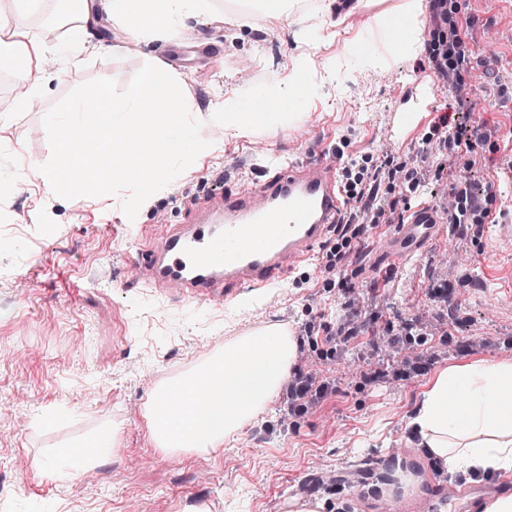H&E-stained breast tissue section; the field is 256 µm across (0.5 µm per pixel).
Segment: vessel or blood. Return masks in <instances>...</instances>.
<instances>
[{
	"label": "vessel or blood",
	"instance_id": "vessel-or-blood-1",
	"mask_svg": "<svg viewBox=\"0 0 512 512\" xmlns=\"http://www.w3.org/2000/svg\"><path fill=\"white\" fill-rule=\"evenodd\" d=\"M338 168V158L320 157L273 170L257 186L244 180L236 191L210 193L191 223L168 227L159 243L138 252L132 265L146 284L198 304L270 286L313 259L343 222L346 205ZM438 230L434 207L413 208L396 226L386 262L393 265L423 251ZM211 399L212 390L204 384L191 396H169L165 411L173 413L186 403L198 410Z\"/></svg>",
	"mask_w": 512,
	"mask_h": 512
}]
</instances>
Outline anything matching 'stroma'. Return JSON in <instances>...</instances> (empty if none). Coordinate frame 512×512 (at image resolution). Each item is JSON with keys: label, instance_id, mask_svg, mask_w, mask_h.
Returning <instances> with one entry per match:
<instances>
[{"label": "stroma", "instance_id": "stroma-1", "mask_svg": "<svg viewBox=\"0 0 512 512\" xmlns=\"http://www.w3.org/2000/svg\"><path fill=\"white\" fill-rule=\"evenodd\" d=\"M457 17H473L468 50L467 92L450 95L439 86L407 140L391 150L394 113L416 108L419 80L435 71L427 47L396 56L390 67L367 71L340 65L324 79L326 59L341 55L345 40L364 33L369 9L347 0L325 7L318 0L303 25L287 26L244 9L215 6L213 14L189 18L177 39L140 46L138 53L88 48L80 63L47 68L42 95L21 109L0 77V114L10 125L0 131V171L30 181L27 193L0 195V512H183L205 503L209 512H294L295 501L318 497L325 512H383V501L400 512H455L449 490L465 484L425 470L407 428L424 385L451 365L480 358L512 360V241L488 224L447 229L422 253L391 269L383 258L398 222L387 212L365 244L328 239L356 272L360 311L372 302L373 281L387 280L378 304L382 318L435 322L441 308L453 318L454 347L425 350L428 373L379 385L362 382L374 359L370 350H349L328 363L336 392L300 418H288L284 400L260 416L239 439L212 454L163 455L144 418L154 387L222 347L233 336L268 323L290 321L314 327L341 314L344 296L324 258H316L272 286L255 290L248 309L227 297L208 304L177 302L136 278L135 252L159 238L166 226L185 223L192 202L208 193L234 189L241 179L263 181L276 165L326 153L355 160L368 177L400 161L415 162L420 150L435 149L440 115L454 117L460 132L482 130L479 160L453 178L430 179L422 202L441 207L449 187L512 212V0H445ZM339 24V34L312 42L308 31ZM308 53L319 96L300 122L244 138L221 136L213 152L195 160L164 190L141 206L135 219L122 210V195L79 203L57 197L35 179L34 168L51 156L43 119L78 85L116 73L135 74L147 59H165L185 81L194 117L206 120L222 96L269 80L288 81L293 61ZM468 256L451 271L444 252ZM448 285V303L434 302L432 283ZM68 415L54 424L42 413ZM119 425V451L84 476L46 482L34 476L51 450L73 445L108 425ZM408 459L423 481L413 494L387 478L396 458ZM334 475L339 490L326 489Z\"/></svg>", "mask_w": 512, "mask_h": 512}]
</instances>
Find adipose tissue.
<instances>
[{
    "instance_id": "adipose-tissue-1",
    "label": "adipose tissue",
    "mask_w": 512,
    "mask_h": 512,
    "mask_svg": "<svg viewBox=\"0 0 512 512\" xmlns=\"http://www.w3.org/2000/svg\"><path fill=\"white\" fill-rule=\"evenodd\" d=\"M71 25L54 43L32 37L11 14L0 12V57L11 59L18 80L37 98L46 80L47 55L68 63L84 51L91 36L87 0H62ZM113 23L129 41L148 44L178 37L184 21L213 12L212 0H107ZM423 0H399L390 10L373 14L366 28L368 48L358 40L345 43V58L357 68L387 66L400 53H414L427 40ZM415 26L413 40L389 37L394 23ZM306 59H299L288 85L278 81L237 93L215 105L211 125L226 136L242 138L259 128L285 123L305 111L317 97ZM279 110H271V102ZM296 362V340L276 324L236 338L193 366L183 375L156 387L146 406V426L156 447L165 453H209L222 448L243 427L272 405ZM209 381L214 400L189 415L163 418L168 394L186 391ZM408 426L432 459L443 469L512 472V361L480 359L440 371L421 392ZM120 446L117 427L108 426L85 441L57 448L36 469L39 479L59 481L96 468Z\"/></svg>"
}]
</instances>
